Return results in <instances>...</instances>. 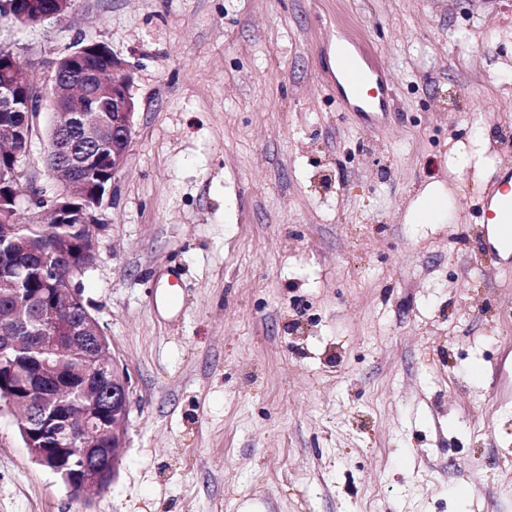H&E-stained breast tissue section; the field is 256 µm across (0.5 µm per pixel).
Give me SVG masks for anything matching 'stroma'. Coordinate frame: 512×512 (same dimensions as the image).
I'll return each instance as SVG.
<instances>
[{
  "instance_id": "1",
  "label": "stroma",
  "mask_w": 512,
  "mask_h": 512,
  "mask_svg": "<svg viewBox=\"0 0 512 512\" xmlns=\"http://www.w3.org/2000/svg\"><path fill=\"white\" fill-rule=\"evenodd\" d=\"M390 85L336 98L337 41ZM105 44L135 137L77 284L127 368L103 492L28 454L0 411V512H512V264L448 158L488 128L512 164V0H73L0 17L38 87ZM42 105L20 161L53 195ZM453 186L445 224L407 213ZM20 1L28 2L27 9L19 14V17L25 23H29L31 21L30 16H32V15H35V18L40 22L46 18L59 16L61 14H64L66 12V10H68L70 8V5H71L70 4L71 2H69L68 4H64L66 7V10L61 7L59 11H54V10L50 9L49 4L43 3V1H46V0H25V1L20 0Z\"/></svg>"
}]
</instances>
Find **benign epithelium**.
<instances>
[{"instance_id":"benign-epithelium-1","label":"benign epithelium","mask_w":512,"mask_h":512,"mask_svg":"<svg viewBox=\"0 0 512 512\" xmlns=\"http://www.w3.org/2000/svg\"><path fill=\"white\" fill-rule=\"evenodd\" d=\"M27 2V9L19 14L26 23L32 15L41 22L65 13L63 8L50 9L43 0ZM95 47L94 43L83 45L67 58L53 63L54 76L47 97L52 110L61 116L54 127L53 140L65 154L64 160L48 163V172L58 186L55 195L46 197L23 188L19 156H14L7 168L0 165V241L13 235L16 207L24 196L33 210V224H40L50 216L58 224H85L91 229L85 240L63 244L64 249L79 253L80 261L68 267L62 281L54 277L46 280L42 294L46 308L61 313L68 310L76 296L74 280L94 261L98 212L105 200L111 198L113 189L106 181H115L125 168L135 135L133 78L108 82L99 76L90 83L70 81L72 71ZM29 84L27 69L18 58L12 57L6 63L0 60V114H7L0 120V138L20 146L22 154L31 141L34 112L40 106L38 99L24 97ZM15 284L18 288L12 295L11 312L6 318L12 335L0 336L1 353L16 347L19 333L33 335L30 298L20 281ZM100 335L102 331L95 327L94 316L88 311L69 320L62 333L50 323L42 324L39 341L68 353L89 354L91 374L84 377L83 384L72 387L67 374L58 368L49 372L41 364L22 377L19 389L22 397L11 394L0 397V404L13 412L21 400L30 404L52 391L74 390L73 400L81 408V431H76L67 419L65 403L60 404L58 418L50 423L31 412L19 418L23 442L31 458L59 475L73 489L97 482L103 474L116 473L122 448L126 447L130 412L127 369L113 355L107 362L96 361ZM108 396L112 397V447L94 448L87 444V436L104 432L105 422L99 416V408ZM49 438L58 446L44 447Z\"/></svg>"}]
</instances>
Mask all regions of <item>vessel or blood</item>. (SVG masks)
Listing matches in <instances>:
<instances>
[{"mask_svg":"<svg viewBox=\"0 0 512 512\" xmlns=\"http://www.w3.org/2000/svg\"><path fill=\"white\" fill-rule=\"evenodd\" d=\"M337 66L346 88L340 99L346 110L367 114L380 107L388 93L384 72L375 64L361 65L355 53L341 49ZM480 226L486 244L507 263H512V167L492 181L483 203Z\"/></svg>","mask_w":512,"mask_h":512,"instance_id":"obj_1","label":"vessel or blood"}]
</instances>
